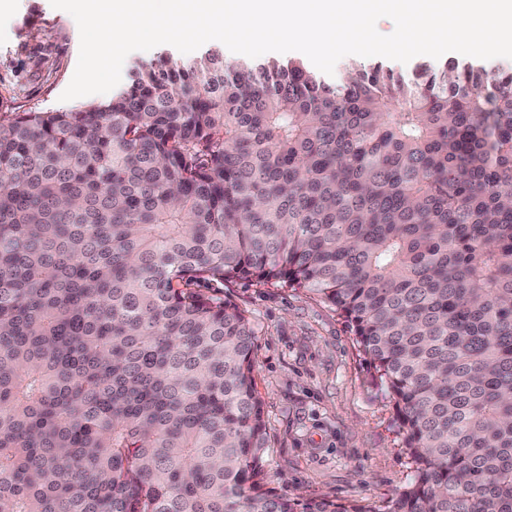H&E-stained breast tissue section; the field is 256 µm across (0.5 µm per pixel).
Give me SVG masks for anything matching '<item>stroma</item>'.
<instances>
[{
    "mask_svg": "<svg viewBox=\"0 0 512 512\" xmlns=\"http://www.w3.org/2000/svg\"><path fill=\"white\" fill-rule=\"evenodd\" d=\"M75 19L50 0H0V99L17 112L62 108L79 57ZM419 55L401 63L349 55L326 81L382 65L412 80L421 66L457 60ZM253 320L256 389L268 432L265 482L287 500L381 507L411 483L393 404L371 382L369 359L330 303L304 290L243 281L205 283Z\"/></svg>",
    "mask_w": 512,
    "mask_h": 512,
    "instance_id": "obj_1",
    "label": "stroma"
}]
</instances>
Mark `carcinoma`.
<instances>
[{
  "label": "carcinoma",
  "instance_id": "obj_1",
  "mask_svg": "<svg viewBox=\"0 0 512 512\" xmlns=\"http://www.w3.org/2000/svg\"><path fill=\"white\" fill-rule=\"evenodd\" d=\"M349 323L413 481L512 512V68L136 70L0 125V512H373L264 487L256 329L197 283Z\"/></svg>",
  "mask_w": 512,
  "mask_h": 512
}]
</instances>
